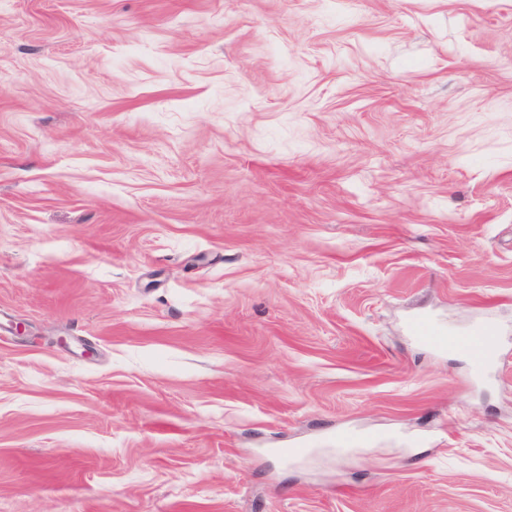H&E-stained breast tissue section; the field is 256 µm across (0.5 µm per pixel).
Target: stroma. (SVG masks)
<instances>
[{"instance_id":"1","label":"stroma","mask_w":512,"mask_h":512,"mask_svg":"<svg viewBox=\"0 0 512 512\" xmlns=\"http://www.w3.org/2000/svg\"><path fill=\"white\" fill-rule=\"evenodd\" d=\"M0 512H512V0H0ZM410 329L414 336L437 348H455L467 351L471 357L472 374L481 378L494 361L497 349V330L492 322L484 321L466 333H458L429 317L415 319Z\"/></svg>"}]
</instances>
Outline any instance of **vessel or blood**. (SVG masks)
Instances as JSON below:
<instances>
[{
    "label": "vessel or blood",
    "mask_w": 512,
    "mask_h": 512,
    "mask_svg": "<svg viewBox=\"0 0 512 512\" xmlns=\"http://www.w3.org/2000/svg\"><path fill=\"white\" fill-rule=\"evenodd\" d=\"M410 329L413 335L437 348H455L467 351L471 357L472 373L482 377L494 361L497 349V330L491 322L484 321L473 326L468 332L459 333L428 317L415 319Z\"/></svg>",
    "instance_id": "obj_1"
}]
</instances>
